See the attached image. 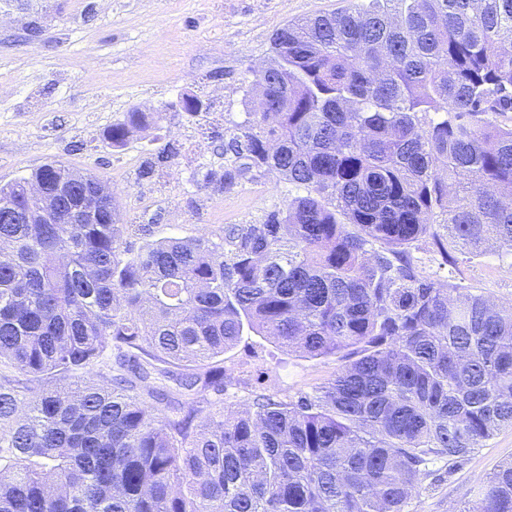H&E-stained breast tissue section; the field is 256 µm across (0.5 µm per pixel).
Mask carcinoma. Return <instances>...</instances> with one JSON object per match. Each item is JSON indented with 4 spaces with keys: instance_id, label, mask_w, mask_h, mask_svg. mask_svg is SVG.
<instances>
[{
    "instance_id": "obj_1",
    "label": "carcinoma",
    "mask_w": 512,
    "mask_h": 512,
    "mask_svg": "<svg viewBox=\"0 0 512 512\" xmlns=\"http://www.w3.org/2000/svg\"><path fill=\"white\" fill-rule=\"evenodd\" d=\"M271 58L269 108L225 147L224 187L303 191L264 223L138 246L107 205L0 223V512H405L432 460L512 426V303L408 255H512V0H351ZM27 183L0 210L37 216ZM246 330L346 363L226 413L217 359ZM453 512H512V461Z\"/></svg>"
}]
</instances>
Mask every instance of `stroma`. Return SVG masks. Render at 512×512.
I'll return each mask as SVG.
<instances>
[{
    "mask_svg": "<svg viewBox=\"0 0 512 512\" xmlns=\"http://www.w3.org/2000/svg\"><path fill=\"white\" fill-rule=\"evenodd\" d=\"M344 0H0V185L56 161L112 188L123 224L149 225L152 239L260 224L295 189L279 173L253 170L225 186L235 167L224 145L257 106L256 69L288 22L331 13ZM208 104L183 112V95ZM148 128L113 147L107 135L135 109ZM157 173L143 175L145 163ZM417 273L512 302V261L422 241ZM339 356L307 358L248 332L224 354V407L254 394L282 400L325 385ZM512 426L456 467L430 468L407 512H452L504 462Z\"/></svg>",
    "mask_w": 512,
    "mask_h": 512,
    "instance_id": "stroma-1",
    "label": "stroma"
}]
</instances>
